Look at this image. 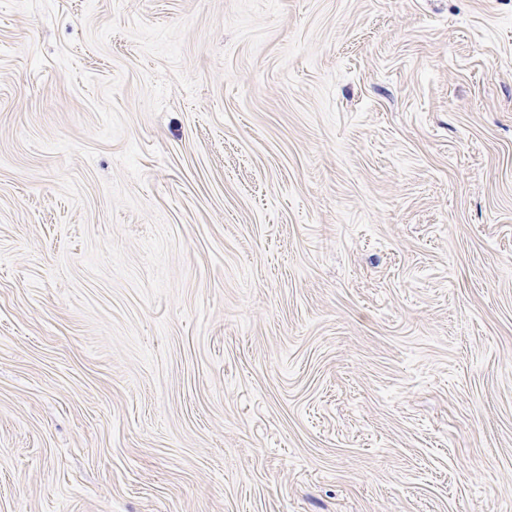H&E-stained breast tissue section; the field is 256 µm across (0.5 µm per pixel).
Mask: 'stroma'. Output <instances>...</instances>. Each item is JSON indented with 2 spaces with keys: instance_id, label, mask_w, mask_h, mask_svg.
I'll return each mask as SVG.
<instances>
[{
  "instance_id": "35a3bbf8",
  "label": "stroma",
  "mask_w": 512,
  "mask_h": 512,
  "mask_svg": "<svg viewBox=\"0 0 512 512\" xmlns=\"http://www.w3.org/2000/svg\"><path fill=\"white\" fill-rule=\"evenodd\" d=\"M0 512H512V0H0Z\"/></svg>"
}]
</instances>
